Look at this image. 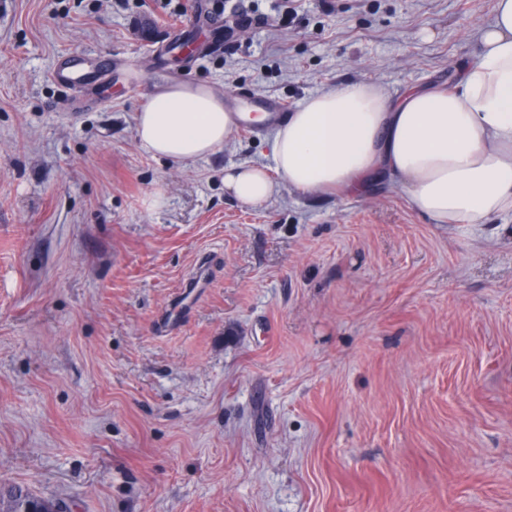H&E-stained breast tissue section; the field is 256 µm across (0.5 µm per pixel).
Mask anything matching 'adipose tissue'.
<instances>
[{
    "instance_id": "ef3b65f1",
    "label": "adipose tissue",
    "mask_w": 512,
    "mask_h": 512,
    "mask_svg": "<svg viewBox=\"0 0 512 512\" xmlns=\"http://www.w3.org/2000/svg\"><path fill=\"white\" fill-rule=\"evenodd\" d=\"M236 118L209 86L182 83L151 96L136 131L147 152L189 165L221 150ZM272 159L225 168V191L257 207L282 181L328 194L386 175L439 224L512 215V0H496L453 88H412L394 102L366 83L310 96L275 127Z\"/></svg>"
}]
</instances>
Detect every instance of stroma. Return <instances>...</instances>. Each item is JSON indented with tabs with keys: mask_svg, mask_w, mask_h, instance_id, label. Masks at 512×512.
Instances as JSON below:
<instances>
[{
	"mask_svg": "<svg viewBox=\"0 0 512 512\" xmlns=\"http://www.w3.org/2000/svg\"><path fill=\"white\" fill-rule=\"evenodd\" d=\"M193 2L0 0V484L67 512H512V217L437 224L387 179L253 208L224 169L270 132L183 166L135 128L181 82L292 110L453 88L494 0H219L231 47L174 64L211 38ZM72 50L114 66L67 111ZM212 264L208 260L200 261L194 272L187 279L183 288L184 292L182 294V298L180 302L171 308L162 318V323L164 326H172L181 317L182 312L189 306L194 295L198 288H204L211 273H212Z\"/></svg>",
	"mask_w": 512,
	"mask_h": 512,
	"instance_id": "1",
	"label": "stroma"
}]
</instances>
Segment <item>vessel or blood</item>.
<instances>
[{
	"mask_svg": "<svg viewBox=\"0 0 512 512\" xmlns=\"http://www.w3.org/2000/svg\"><path fill=\"white\" fill-rule=\"evenodd\" d=\"M112 73V63L109 60L86 52H73L61 56L50 74L52 82L64 91L65 96L59 105L72 108L83 105L85 96L102 80ZM229 105L239 111L268 113L271 123L280 122L286 115L283 103L271 95L253 93H234L228 98ZM212 273L210 261H200L194 272L184 285L180 302L171 308L162 318L164 326H172L181 317L182 312L191 303L197 289L205 287Z\"/></svg>",
	"mask_w": 512,
	"mask_h": 512,
	"instance_id": "b4317fda",
	"label": "vessel or blood"
}]
</instances>
